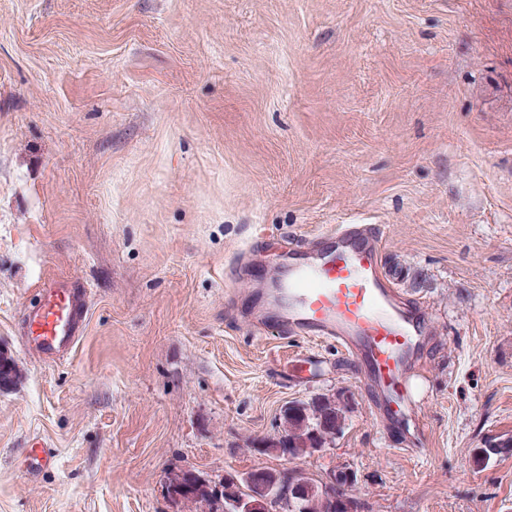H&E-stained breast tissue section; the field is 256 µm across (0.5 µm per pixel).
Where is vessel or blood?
<instances>
[{
	"label": "vessel or blood",
	"mask_w": 512,
	"mask_h": 512,
	"mask_svg": "<svg viewBox=\"0 0 512 512\" xmlns=\"http://www.w3.org/2000/svg\"><path fill=\"white\" fill-rule=\"evenodd\" d=\"M284 332L335 343L368 381L376 409L401 428L411 421L407 366L427 331L382 270L370 225L345 224L300 251L269 291ZM83 284L52 281L24 316L28 349L42 359L73 347L86 327Z\"/></svg>",
	"instance_id": "vessel-or-blood-1"
}]
</instances>
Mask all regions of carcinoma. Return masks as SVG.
<instances>
[{"label":"carcinoma","mask_w":512,"mask_h":512,"mask_svg":"<svg viewBox=\"0 0 512 512\" xmlns=\"http://www.w3.org/2000/svg\"><path fill=\"white\" fill-rule=\"evenodd\" d=\"M345 409V403L334 394L292 401L281 411L280 433L254 439L251 447L263 455H286L290 460L309 455L312 449L326 447L342 432ZM505 448H512V438L478 449L475 465H487ZM268 472L274 481L265 486L248 482L243 473H227L224 491L219 494L194 475L188 479L190 490L183 500L204 507L206 512H244L248 503L258 499L265 503L263 512H359L358 501L348 494L356 483L354 474L349 480L338 478L326 483L297 468H270Z\"/></svg>","instance_id":"obj_1"}]
</instances>
